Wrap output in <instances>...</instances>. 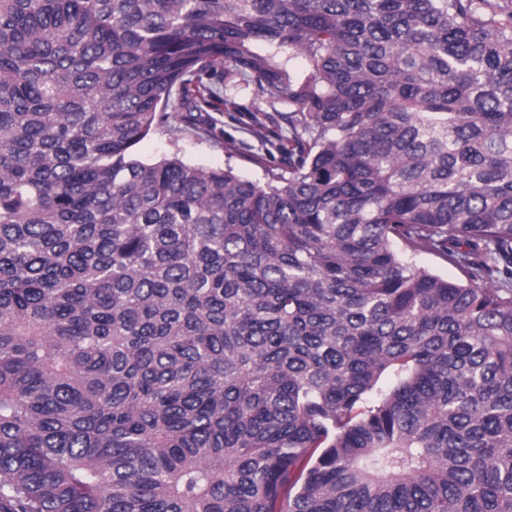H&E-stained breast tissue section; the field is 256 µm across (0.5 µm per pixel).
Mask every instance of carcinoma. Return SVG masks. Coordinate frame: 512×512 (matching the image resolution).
<instances>
[{
    "label": "carcinoma",
    "instance_id": "1",
    "mask_svg": "<svg viewBox=\"0 0 512 512\" xmlns=\"http://www.w3.org/2000/svg\"><path fill=\"white\" fill-rule=\"evenodd\" d=\"M0 512H512V0H0ZM177 150L180 151V156L188 162L224 168L225 164L230 161L243 175L254 179H263L261 168L236 155L229 158L228 154L235 151L225 143L217 145L212 141L193 138L175 140L167 135H153L135 147V153L146 161L159 160ZM416 261L419 266L425 267L444 278L465 280L462 270L458 266L447 262L434 253L422 252L416 257Z\"/></svg>",
    "mask_w": 512,
    "mask_h": 512
}]
</instances>
